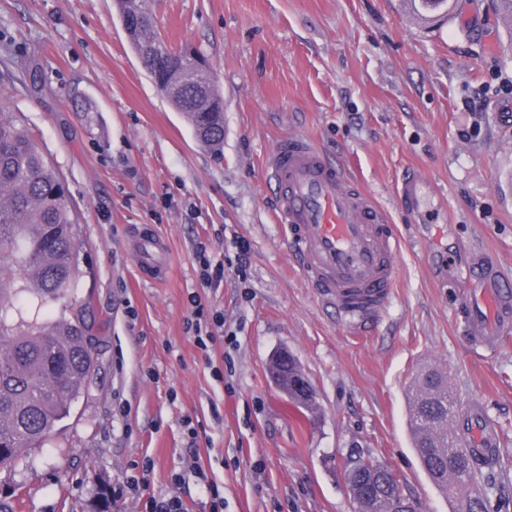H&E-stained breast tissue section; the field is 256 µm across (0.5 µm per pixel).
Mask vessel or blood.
<instances>
[{"instance_id":"1","label":"vessel or blood","mask_w":512,"mask_h":512,"mask_svg":"<svg viewBox=\"0 0 512 512\" xmlns=\"http://www.w3.org/2000/svg\"><path fill=\"white\" fill-rule=\"evenodd\" d=\"M276 192V221L307 282L344 322L362 327L384 310L397 281L395 256L400 237L373 198L351 181L347 170L306 138L279 141L265 162ZM424 180L404 178L398 195L418 212ZM130 250L140 275L159 281L168 274L167 244L155 233L137 234ZM475 276L463 297L462 318L470 341L488 347L512 331V289L499 281L486 254L475 253ZM464 429L471 450L490 457L497 433L481 401L461 406L450 422Z\"/></svg>"}]
</instances>
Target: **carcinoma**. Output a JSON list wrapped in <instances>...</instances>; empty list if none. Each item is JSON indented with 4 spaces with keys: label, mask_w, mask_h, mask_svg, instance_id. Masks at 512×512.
I'll return each mask as SVG.
<instances>
[{
    "label": "carcinoma",
    "mask_w": 512,
    "mask_h": 512,
    "mask_svg": "<svg viewBox=\"0 0 512 512\" xmlns=\"http://www.w3.org/2000/svg\"><path fill=\"white\" fill-rule=\"evenodd\" d=\"M423 21L448 11V0H408ZM121 23L140 63L157 90L190 123L197 142L220 150L224 146V99L201 58L194 72L172 64L169 46L154 31L148 0H116ZM79 214L61 176L29 136L19 116L0 107V471L23 462L68 418L85 393L99 365V353L89 336L88 313L76 305L87 276L78 235ZM25 299L40 309L62 304L50 316H29L19 307ZM307 382L293 355L288 378L279 385L302 410L316 405L303 396ZM425 392L415 404L420 439L414 440L419 461L431 482L446 496L469 503L470 512H491V501L477 482L483 474L468 449L445 450L439 435L448 428V376L428 369L418 375ZM350 484L357 491L356 512H390L391 494L369 486L374 460L358 458Z\"/></svg>",
    "instance_id": "1"
}]
</instances>
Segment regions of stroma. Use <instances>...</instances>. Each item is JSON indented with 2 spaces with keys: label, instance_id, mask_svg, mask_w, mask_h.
Masks as SVG:
<instances>
[{
  "label": "stroma",
  "instance_id": "35a3bbf8",
  "mask_svg": "<svg viewBox=\"0 0 512 512\" xmlns=\"http://www.w3.org/2000/svg\"><path fill=\"white\" fill-rule=\"evenodd\" d=\"M450 4L428 27L404 0H149L164 41L212 64L224 97L216 155L144 72L114 0H0V103L80 213L91 269L80 296L100 349L70 417L15 473L0 472L1 491L20 488L21 512H93L101 486L144 459L145 494L210 512L202 483L171 484L188 457L187 415L201 422L196 452L224 488V512H354L345 472L359 457L386 464L416 512H458L411 445L406 388L424 368L484 403L500 435L492 504L512 512V333L473 346L458 312L474 247L512 289V34L492 0ZM33 63L40 96L25 88ZM82 101L91 111H76ZM290 135L343 165L397 227L399 279L372 326L350 329L320 300L274 221L264 161ZM410 171L433 186L436 223L397 200ZM142 229L167 242L163 281L142 280L127 249ZM237 238L249 246L243 281L229 267ZM201 242L228 264L215 290L198 288ZM196 291L223 310L235 345L197 348L184 323ZM282 348L315 387L317 414L272 382ZM220 361L231 369L219 379Z\"/></svg>",
  "mask_w": 512,
  "mask_h": 512
}]
</instances>
